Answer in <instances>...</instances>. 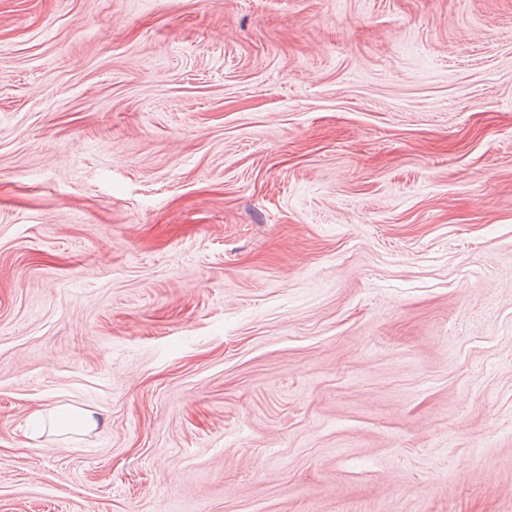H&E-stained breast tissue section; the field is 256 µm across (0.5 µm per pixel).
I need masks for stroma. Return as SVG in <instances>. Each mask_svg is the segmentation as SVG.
<instances>
[{"instance_id": "1", "label": "stroma", "mask_w": 512, "mask_h": 512, "mask_svg": "<svg viewBox=\"0 0 512 512\" xmlns=\"http://www.w3.org/2000/svg\"><path fill=\"white\" fill-rule=\"evenodd\" d=\"M0 512H512V0H0Z\"/></svg>"}]
</instances>
